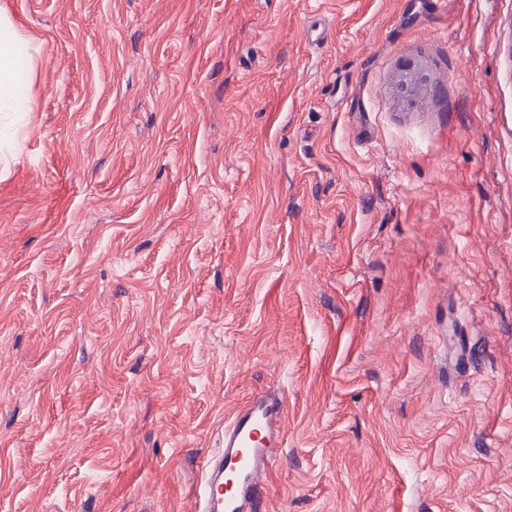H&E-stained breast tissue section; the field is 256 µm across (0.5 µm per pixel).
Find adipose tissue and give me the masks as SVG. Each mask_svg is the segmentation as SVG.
Masks as SVG:
<instances>
[{"label": "adipose tissue", "instance_id": "adipose-tissue-1", "mask_svg": "<svg viewBox=\"0 0 512 512\" xmlns=\"http://www.w3.org/2000/svg\"><path fill=\"white\" fill-rule=\"evenodd\" d=\"M26 39L0 6V112L24 116L32 110L30 101L19 94L16 81L18 48Z\"/></svg>", "mask_w": 512, "mask_h": 512}]
</instances>
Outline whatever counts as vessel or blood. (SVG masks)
Returning <instances> with one entry per match:
<instances>
[{
  "label": "vessel or blood",
  "mask_w": 512,
  "mask_h": 512,
  "mask_svg": "<svg viewBox=\"0 0 512 512\" xmlns=\"http://www.w3.org/2000/svg\"><path fill=\"white\" fill-rule=\"evenodd\" d=\"M285 426L279 397L258 395L238 409L224 428L222 447L200 464L195 512H262Z\"/></svg>",
  "instance_id": "1"
}]
</instances>
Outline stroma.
<instances>
[{
  "label": "stroma",
  "mask_w": 512,
  "mask_h": 512,
  "mask_svg": "<svg viewBox=\"0 0 512 512\" xmlns=\"http://www.w3.org/2000/svg\"><path fill=\"white\" fill-rule=\"evenodd\" d=\"M0 5V512H512V0ZM33 37L21 33L11 21L7 10L0 6V112H13L25 116L33 112L30 101L18 93L16 70L18 48ZM286 412L281 398L258 395L224 427L222 448L200 464L196 512H262L280 448Z\"/></svg>",
  "instance_id": "1"
}]
</instances>
